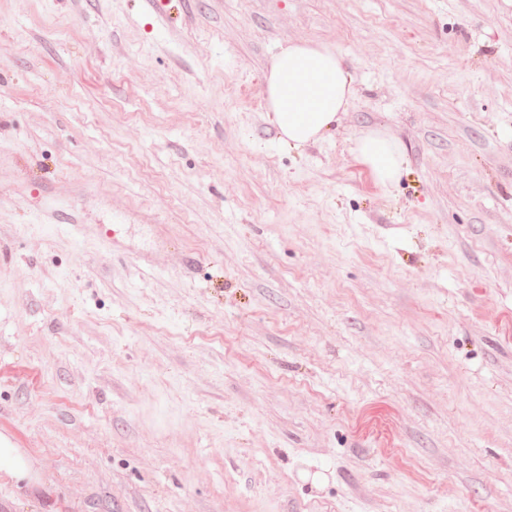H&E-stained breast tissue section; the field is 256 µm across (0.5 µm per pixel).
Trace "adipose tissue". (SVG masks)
<instances>
[{
	"mask_svg": "<svg viewBox=\"0 0 512 512\" xmlns=\"http://www.w3.org/2000/svg\"><path fill=\"white\" fill-rule=\"evenodd\" d=\"M265 93L279 140L300 148L336 128L353 88L337 49L322 43L291 42L277 53L265 77ZM355 153L383 188L397 180L406 161L400 141L379 128L357 138Z\"/></svg>",
	"mask_w": 512,
	"mask_h": 512,
	"instance_id": "obj_1",
	"label": "adipose tissue"
}]
</instances>
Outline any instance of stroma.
<instances>
[{"instance_id":"stroma-1","label":"stroma","mask_w":512,"mask_h":512,"mask_svg":"<svg viewBox=\"0 0 512 512\" xmlns=\"http://www.w3.org/2000/svg\"><path fill=\"white\" fill-rule=\"evenodd\" d=\"M0 436V512H512V0H0ZM265 93L279 140L301 148L336 128L353 88L337 49L322 43L291 42L275 56L265 76ZM355 153L382 188H388L397 180L406 161L405 149L400 141L381 128L371 129L359 136ZM24 479L29 475L28 463L18 448H14L9 440L0 436V473Z\"/></svg>"}]
</instances>
